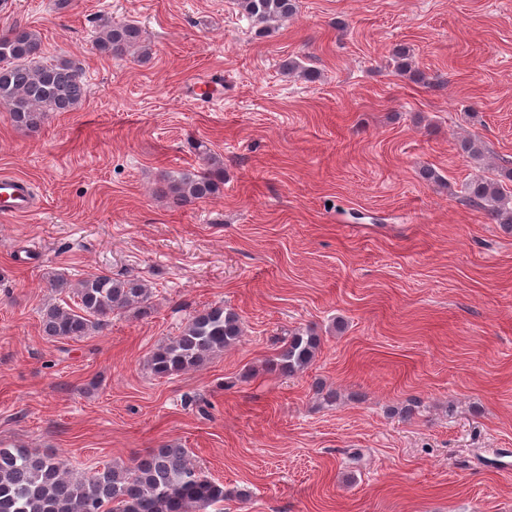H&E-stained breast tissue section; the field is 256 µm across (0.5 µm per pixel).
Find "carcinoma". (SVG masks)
Segmentation results:
<instances>
[{
	"label": "carcinoma",
	"instance_id": "carcinoma-1",
	"mask_svg": "<svg viewBox=\"0 0 512 512\" xmlns=\"http://www.w3.org/2000/svg\"><path fill=\"white\" fill-rule=\"evenodd\" d=\"M240 11L260 34L293 17L298 0H236ZM106 56H145L140 28L105 20L95 43ZM40 33L15 24L0 33V106L14 126L36 129L50 112H71L85 99L87 89L79 63L68 58L40 61ZM463 152L480 161L481 139L460 142ZM224 170L206 163L198 170L171 179L158 195L175 207L215 194ZM468 201L495 223L512 228V168L500 178L477 177L466 184ZM50 286L72 297L73 305L43 310V331L58 339H81L107 325L115 312L142 313L150 290L138 278H114L94 273L71 283L55 277ZM242 324L236 312L215 306L191 317L180 335L152 356L154 375L169 377L198 366L208 356L239 342ZM320 337L310 329L297 330L269 360L268 369L294 376L315 359ZM227 498L224 485L196 469L186 449L165 445L134 459L132 465L105 466L91 474L74 473L52 452L0 446V512H204Z\"/></svg>",
	"mask_w": 512,
	"mask_h": 512
}]
</instances>
